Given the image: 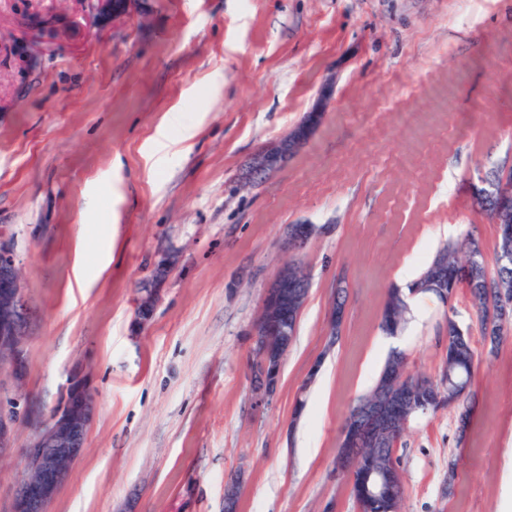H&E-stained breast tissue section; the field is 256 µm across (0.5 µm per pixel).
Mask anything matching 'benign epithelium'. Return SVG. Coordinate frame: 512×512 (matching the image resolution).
<instances>
[{
	"label": "benign epithelium",
	"mask_w": 512,
	"mask_h": 512,
	"mask_svg": "<svg viewBox=\"0 0 512 512\" xmlns=\"http://www.w3.org/2000/svg\"><path fill=\"white\" fill-rule=\"evenodd\" d=\"M81 20L104 28L115 20L138 11L142 0H79ZM304 143L300 130H295L268 145L253 158L256 174L275 170ZM485 193L498 198L496 212L500 220L512 222V192L504 182H486ZM316 232L312 224L290 225L284 244L297 254ZM296 261L291 259L279 270L265 290L262 311L252 329L256 367L252 371L253 390L260 406L273 398L284 357L293 343L297 325L282 331L278 340L271 332L279 328V318L299 317L306 302L308 286L294 278ZM158 302L156 291L149 289L141 296L134 318V326L143 330L151 321ZM489 316L496 325H512V295L500 290L497 308H489ZM29 314L19 275L16 240L13 235L0 232V368L9 371L13 379L14 395L0 401V456L13 445L18 423L26 421L32 435L23 449L25 474L18 483L10 512H47V507L65 481L69 467L85 450L87 429L94 412L93 395L81 378L74 376L68 383L60 405L44 415L37 416L32 399L24 390L26 357L23 354L25 336L29 335ZM396 415L374 404L362 401L342 433V442L348 444L336 452L335 468L341 474L349 473L356 462L360 448L369 445L384 450L396 441ZM367 482L376 490L385 483L396 488L402 483L400 464L390 456L381 471L367 472Z\"/></svg>",
	"instance_id": "1"
}]
</instances>
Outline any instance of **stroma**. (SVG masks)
<instances>
[{
	"instance_id": "obj_1",
	"label": "stroma",
	"mask_w": 512,
	"mask_h": 512,
	"mask_svg": "<svg viewBox=\"0 0 512 512\" xmlns=\"http://www.w3.org/2000/svg\"><path fill=\"white\" fill-rule=\"evenodd\" d=\"M142 8L100 32L76 24L72 0H0V229L32 316L25 387L46 412L74 375L95 398L48 512H224L236 478L238 512H359L334 467L345 419L390 350L440 380L452 321L474 351L471 385L399 439L401 512H512V335L485 339L464 286L446 303L409 296L395 338L380 326L389 290L468 232L495 269L498 226L476 189L512 165V0ZM39 16L56 39L32 62L17 43ZM323 96L303 147L252 181L253 157ZM176 107L196 135L156 161L159 134L178 137L162 124ZM292 224L316 227L298 256L310 288L259 409L250 333ZM146 288L158 303L138 332ZM29 434L0 457V512Z\"/></svg>"
}]
</instances>
